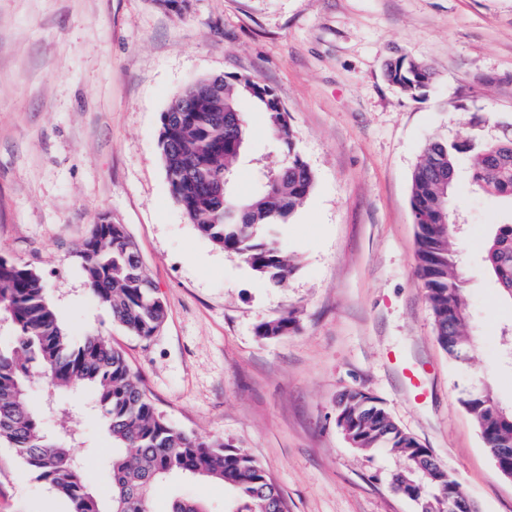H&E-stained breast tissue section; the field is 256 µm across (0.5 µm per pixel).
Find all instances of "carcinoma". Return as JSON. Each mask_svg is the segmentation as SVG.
Segmentation results:
<instances>
[{"label":"carcinoma","instance_id":"carcinoma-1","mask_svg":"<svg viewBox=\"0 0 512 512\" xmlns=\"http://www.w3.org/2000/svg\"><path fill=\"white\" fill-rule=\"evenodd\" d=\"M387 79L418 99L430 87L433 71L415 58L400 56L388 64ZM249 104L266 113L282 161L276 168L257 169L255 194L239 200L227 185L247 144L244 112ZM159 148L171 196L199 234L238 256L256 276L274 285L284 282L294 266L273 229L289 223L312 190L314 174L297 150L288 109L275 92L250 75L201 77L162 113ZM463 155L471 161L472 181L480 190L512 199V136L493 143L432 139L412 173L410 206L417 225L416 274L433 313L438 343L452 363L466 369L470 361L462 354L472 353L473 343L454 248L458 227L450 214L456 167ZM219 183L226 185L221 194L214 191ZM77 253L91 293L111 311L112 320L141 339L154 336L165 306L153 302L155 285L124 225H93ZM484 261L502 297L512 301V224L494 225ZM1 319L10 338L0 341V442L8 443L72 512H152L151 490L167 479L223 484L232 493L224 512H288L280 488L246 451L171 424L111 337L94 333L73 343L46 299L40 274L2 255ZM295 327L289 312L260 324L257 334L275 338ZM36 373L45 375L50 392L66 388L84 393L83 403L106 427L112 438L109 498L89 487L74 451L75 436L65 428L55 435L44 429L42 410L29 395V378ZM458 402L475 422L493 461L512 449V407L500 405L487 383L479 390H462ZM336 426L353 447L402 459L391 489L414 501L419 512H466L448 495V470L376 398L362 391L344 394ZM168 512L208 510L197 500L176 497Z\"/></svg>","mask_w":512,"mask_h":512}]
</instances>
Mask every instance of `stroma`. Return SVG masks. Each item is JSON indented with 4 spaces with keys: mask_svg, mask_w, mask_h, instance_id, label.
<instances>
[{
    "mask_svg": "<svg viewBox=\"0 0 512 512\" xmlns=\"http://www.w3.org/2000/svg\"><path fill=\"white\" fill-rule=\"evenodd\" d=\"M408 54L434 71L420 100L385 78ZM246 74L290 113L315 175L276 237L295 263L281 285L216 249L173 201L158 149L160 114L203 75ZM250 140L232 185L256 186L252 161L279 162L266 115L248 108ZM512 133V0H0V255L37 269L73 342L111 336L175 426L244 449L280 487L288 512H418L389 488L399 457L353 448L336 426L351 390L378 399L461 484L478 512H512V478L486 453L457 386L485 376L512 405L501 358L512 324L483 262L512 200L478 190L460 159L461 274L472 314L470 370L437 342L415 273L411 175L425 143ZM125 225L167 309L148 340L113 323L81 272L79 244L100 215ZM292 312L276 339L259 324ZM419 371L415 393L403 367ZM72 428L94 490L110 450L79 399ZM220 512L212 482L157 483L155 512L175 496ZM67 512L0 443V512Z\"/></svg>",
    "mask_w": 512,
    "mask_h": 512,
    "instance_id": "obj_1",
    "label": "stroma"
}]
</instances>
